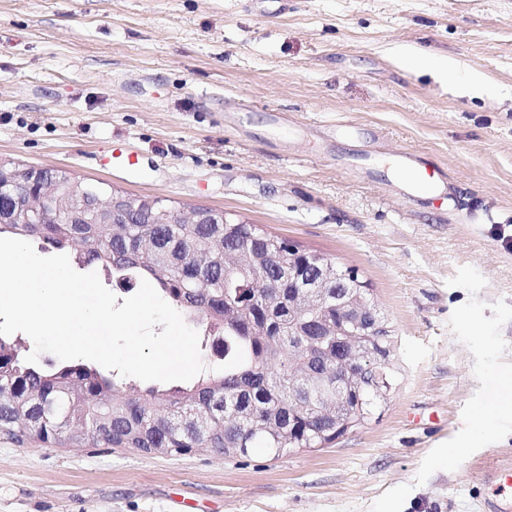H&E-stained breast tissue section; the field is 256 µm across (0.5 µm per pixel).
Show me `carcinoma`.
<instances>
[{"instance_id": "obj_1", "label": "carcinoma", "mask_w": 512, "mask_h": 512, "mask_svg": "<svg viewBox=\"0 0 512 512\" xmlns=\"http://www.w3.org/2000/svg\"><path fill=\"white\" fill-rule=\"evenodd\" d=\"M15 194L0 200V235L38 240L67 250L81 265L95 264L120 282L143 279L193 322L222 333L224 366L212 367L174 391L106 377L86 364L26 362L25 341L0 336V371L21 380L20 401L0 390V434L22 443L35 432L46 444L70 448L110 445L168 455L213 451L246 456L264 448L279 457L330 443L368 423L396 383L390 330L366 341L358 336L305 334L318 316L336 324V307L320 305L306 315L289 306L294 288L267 285L280 269L303 267L308 252L254 224H188L187 213L170 210L173 223L152 224L142 198L80 182L112 207L134 206L133 224H18L17 198L49 191L61 202L70 182L48 169L0 161ZM351 376L345 399L327 380ZM244 417L224 415V400Z\"/></svg>"}]
</instances>
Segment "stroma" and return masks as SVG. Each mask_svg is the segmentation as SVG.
<instances>
[{
    "mask_svg": "<svg viewBox=\"0 0 512 512\" xmlns=\"http://www.w3.org/2000/svg\"><path fill=\"white\" fill-rule=\"evenodd\" d=\"M118 143L134 169L112 166ZM404 150L458 210L403 196ZM0 158L356 269L398 366L370 422L279 458L0 436V512H484L488 471L512 460L511 413L472 435L512 372V0H0ZM446 448L459 458L434 467Z\"/></svg>",
    "mask_w": 512,
    "mask_h": 512,
    "instance_id": "stroma-1",
    "label": "stroma"
}]
</instances>
